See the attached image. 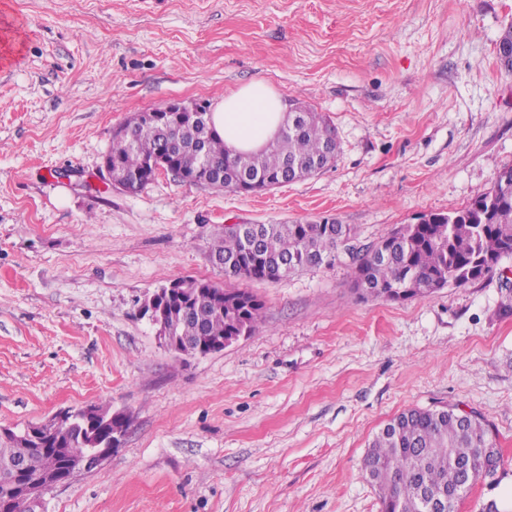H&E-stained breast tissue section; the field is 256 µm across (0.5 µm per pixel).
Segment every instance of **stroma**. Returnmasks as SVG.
Instances as JSON below:
<instances>
[{"label":"stroma","mask_w":512,"mask_h":512,"mask_svg":"<svg viewBox=\"0 0 512 512\" xmlns=\"http://www.w3.org/2000/svg\"><path fill=\"white\" fill-rule=\"evenodd\" d=\"M512 0H0V433L60 410L127 414L118 448L35 512H380L368 441L410 407L481 414L503 461L460 512L512 484V317L499 274L426 299L364 297L352 258L235 281L255 331L204 357L141 315L177 279L225 285L228 224L329 218L355 247L466 206L512 167ZM265 80L323 112L332 166L267 192L141 193L101 170L115 129Z\"/></svg>","instance_id":"stroma-1"}]
</instances>
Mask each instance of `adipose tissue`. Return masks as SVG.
I'll use <instances>...</instances> for the list:
<instances>
[{"label": "adipose tissue", "mask_w": 512, "mask_h": 512, "mask_svg": "<svg viewBox=\"0 0 512 512\" xmlns=\"http://www.w3.org/2000/svg\"><path fill=\"white\" fill-rule=\"evenodd\" d=\"M285 110L279 94L264 82L254 81L220 99L211 113V124L230 153H255L277 135Z\"/></svg>", "instance_id": "1"}]
</instances>
